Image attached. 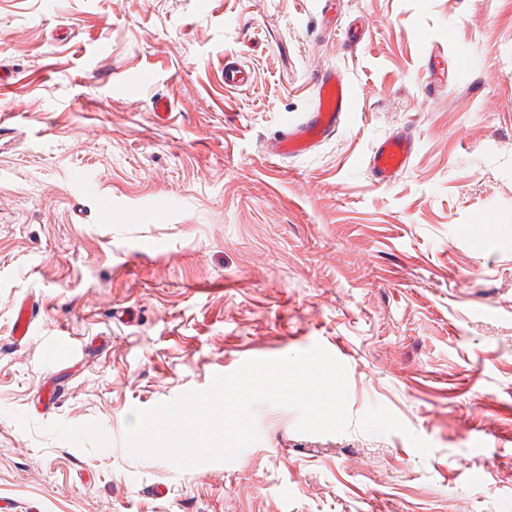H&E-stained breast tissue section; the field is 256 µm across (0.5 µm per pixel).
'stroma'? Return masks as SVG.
<instances>
[{
	"label": "stroma",
	"instance_id": "stroma-1",
	"mask_svg": "<svg viewBox=\"0 0 512 512\" xmlns=\"http://www.w3.org/2000/svg\"><path fill=\"white\" fill-rule=\"evenodd\" d=\"M335 2L0 0V512H512V0ZM326 66L353 112L270 162ZM317 344L345 432L260 402L234 461L126 453L132 409ZM415 150L411 132L403 131L382 139L368 158V170L379 185H390L405 169Z\"/></svg>",
	"mask_w": 512,
	"mask_h": 512
}]
</instances>
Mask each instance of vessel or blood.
I'll return each mask as SVG.
<instances>
[{
	"instance_id": "b4317fda",
	"label": "vessel or blood",
	"mask_w": 512,
	"mask_h": 512,
	"mask_svg": "<svg viewBox=\"0 0 512 512\" xmlns=\"http://www.w3.org/2000/svg\"><path fill=\"white\" fill-rule=\"evenodd\" d=\"M353 93L344 75L337 69H322L316 79V103L298 122L284 123L273 137L267 155L280 160L305 153L334 134L344 116L353 110ZM415 150L411 132L404 131L382 139L368 158V170L380 185L391 184L405 169Z\"/></svg>"
}]
</instances>
